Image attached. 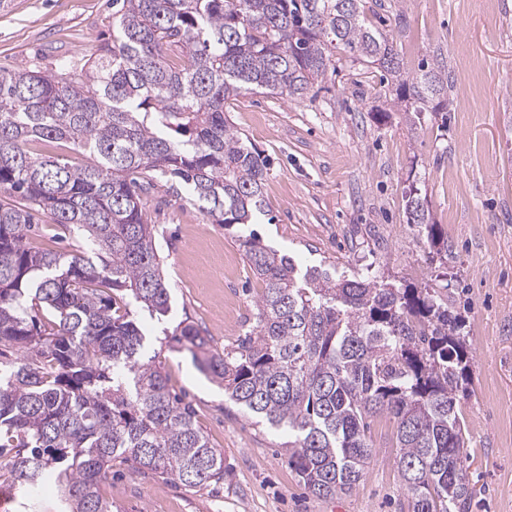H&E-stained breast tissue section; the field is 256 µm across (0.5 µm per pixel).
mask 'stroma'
<instances>
[{"label":"stroma","instance_id":"obj_1","mask_svg":"<svg viewBox=\"0 0 512 512\" xmlns=\"http://www.w3.org/2000/svg\"><path fill=\"white\" fill-rule=\"evenodd\" d=\"M367 15L397 21L407 67L425 58L450 66L447 119L409 124L378 71L361 65L296 100L241 93L227 116L270 161L266 216L254 231L302 266L450 287L469 344L461 409L471 512H512V0H383ZM111 36L112 0H9L0 69L52 72L64 56L83 64ZM412 177L447 252L407 221ZM144 203L171 292L169 315L143 321L147 342L170 390L223 454L224 479L190 489L116 462L103 495L120 512H408L393 420L373 419V458L351 492L315 497L288 465L287 434L254 423L165 339L163 329L186 319L212 349L235 347L262 284L236 229L160 188Z\"/></svg>","mask_w":512,"mask_h":512}]
</instances>
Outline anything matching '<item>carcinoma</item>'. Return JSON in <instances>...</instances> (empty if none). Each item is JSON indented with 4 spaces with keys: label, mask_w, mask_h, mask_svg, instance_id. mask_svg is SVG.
<instances>
[{
    "label": "carcinoma",
    "mask_w": 512,
    "mask_h": 512,
    "mask_svg": "<svg viewBox=\"0 0 512 512\" xmlns=\"http://www.w3.org/2000/svg\"><path fill=\"white\" fill-rule=\"evenodd\" d=\"M373 66L411 122L448 111L450 67L409 71L365 0H112V40L83 65L0 70V474L52 486L61 512H114L101 494L119 459L185 487L224 479L190 406L146 350L138 312L171 295L143 194L199 204L214 224L262 212L268 163L228 121L242 91L298 99L342 63ZM64 140L94 162L28 150ZM408 223L438 241L416 182ZM86 237L34 250L40 219ZM262 292L222 353L194 325L164 330L256 422L288 433V464L317 497L351 491L372 456L373 418L396 425L410 512H470L462 466L468 353L452 296L302 268L251 232Z\"/></svg>",
    "instance_id": "1"
}]
</instances>
